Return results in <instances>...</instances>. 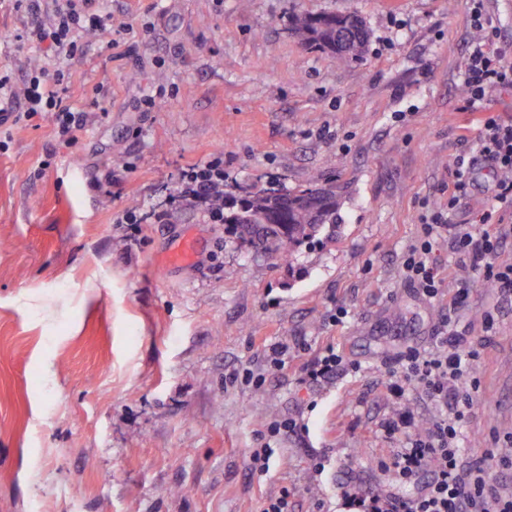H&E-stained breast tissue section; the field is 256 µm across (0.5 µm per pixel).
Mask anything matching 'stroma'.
Returning a JSON list of instances; mask_svg holds the SVG:
<instances>
[{"mask_svg": "<svg viewBox=\"0 0 512 512\" xmlns=\"http://www.w3.org/2000/svg\"><path fill=\"white\" fill-rule=\"evenodd\" d=\"M113 32L69 66L64 96L92 119L64 144L51 115L0 132V512H357L353 476L389 485L398 408L390 366L451 331L481 353L482 396L462 459L512 434V302L457 267L422 299L401 263L458 153L461 72L474 37L466 0H104ZM355 11L363 61L301 45L303 13ZM26 15L0 0V71L23 79ZM106 97L97 99L94 88ZM162 102L144 111V95ZM101 110H94V103ZM224 156V189L344 190L336 242L294 265L175 200L189 165ZM113 183H106V174ZM137 221L121 223L127 209ZM193 240L191 261L173 254ZM470 284L465 307L450 299ZM348 315L333 323L337 307ZM492 313V329L482 325ZM289 347L268 371L264 350ZM334 347L351 370L311 388L304 363ZM256 384L239 382L244 370ZM268 473H251L271 419Z\"/></svg>", "mask_w": 512, "mask_h": 512, "instance_id": "1", "label": "stroma"}]
</instances>
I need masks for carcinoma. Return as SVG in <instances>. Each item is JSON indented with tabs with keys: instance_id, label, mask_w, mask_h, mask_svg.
Instances as JSON below:
<instances>
[{
	"instance_id": "carcinoma-1",
	"label": "carcinoma",
	"mask_w": 512,
	"mask_h": 512,
	"mask_svg": "<svg viewBox=\"0 0 512 512\" xmlns=\"http://www.w3.org/2000/svg\"><path fill=\"white\" fill-rule=\"evenodd\" d=\"M360 16L304 14L292 22V35L301 44L328 51L346 65L363 60L368 36L343 42L336 35L357 28ZM342 188L313 180L304 187L283 190L274 186L239 194H224V223L250 242L280 255L290 264L299 246L324 234L336 237L340 228Z\"/></svg>"
}]
</instances>
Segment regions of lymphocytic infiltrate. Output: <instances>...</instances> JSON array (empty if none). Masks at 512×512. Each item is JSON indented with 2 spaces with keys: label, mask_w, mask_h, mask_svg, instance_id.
Instances as JSON below:
<instances>
[{
  "label": "lymphocytic infiltrate",
  "mask_w": 512,
  "mask_h": 512,
  "mask_svg": "<svg viewBox=\"0 0 512 512\" xmlns=\"http://www.w3.org/2000/svg\"><path fill=\"white\" fill-rule=\"evenodd\" d=\"M486 0H467L470 27L475 33L461 76L459 112L466 114V128L476 129V140L459 139L460 152L448 173V204L430 208L422 217L418 236L404 256L406 282L426 299L438 296L441 286L434 257L439 242L461 264L469 265L480 281L502 295L512 297V264L498 262L504 237L502 212L512 210V119L487 112L493 94L512 91V59L500 47L499 26L489 14ZM15 11L31 21L15 33L14 39L41 53L42 59L26 71L23 81H15L0 71V127L51 113L60 137L72 141L75 129L85 125V112L77 110L61 95L69 78L66 64L83 54L85 39L105 31L108 14L97 0H13ZM489 169L492 208L477 223H448L446 211L458 208L470 191L475 170ZM179 200L203 209L212 223L224 221V159L213 156L190 165L177 189ZM478 350L461 337L445 336L435 350L410 349L399 355V367L390 384L393 398L404 399L408 391L423 394L444 413L429 426H420L415 416L400 412L381 423L387 438H401L390 472L392 489L370 491L362 484L348 487L346 497L362 512H512V495H501L495 487V473L502 465L492 454L474 463H459L460 428L469 419L480 396L478 380L470 369ZM430 473L426 487L411 498L396 494L397 486Z\"/></svg>",
  "instance_id": "lymphocytic-infiltrate-1"
}]
</instances>
